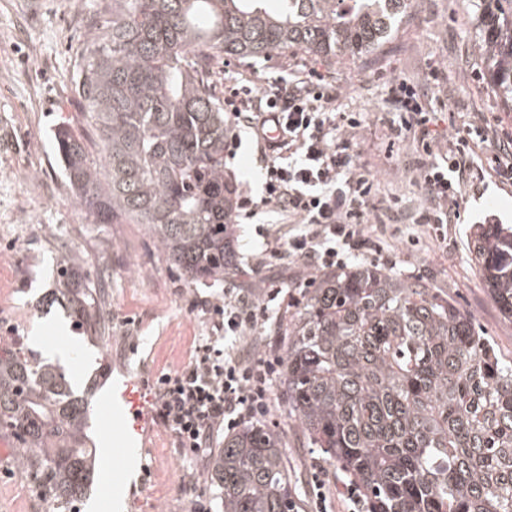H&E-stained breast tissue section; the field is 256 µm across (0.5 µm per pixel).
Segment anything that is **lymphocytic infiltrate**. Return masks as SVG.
<instances>
[{
  "mask_svg": "<svg viewBox=\"0 0 512 512\" xmlns=\"http://www.w3.org/2000/svg\"><path fill=\"white\" fill-rule=\"evenodd\" d=\"M387 96L399 121L388 141H413L424 203L413 221L439 248L448 245V227L460 219L462 186L480 145L490 144L495 174L512 181V136L492 128L463 130L443 139L434 112L416 84L389 82ZM225 104L233 123L258 131L262 115H277L284 138L262 144L265 180L260 206L285 212L287 232L264 233L253 271H268L260 287L228 288L222 300L200 301L217 333L196 345L187 364L160 371L152 415L174 436L184 456L198 457L218 433L269 417L280 357L273 334L292 289L311 286L312 270L346 266L382 255L392 207L377 205L374 175L356 166L347 131L360 128L361 113L342 112L336 89L318 70L303 77H266L261 86L233 89Z\"/></svg>",
  "mask_w": 512,
  "mask_h": 512,
  "instance_id": "lymphocytic-infiltrate-1",
  "label": "lymphocytic infiltrate"
}]
</instances>
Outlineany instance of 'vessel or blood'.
Returning <instances> with one entry per match:
<instances>
[{
    "label": "vessel or blood",
    "mask_w": 512,
    "mask_h": 512,
    "mask_svg": "<svg viewBox=\"0 0 512 512\" xmlns=\"http://www.w3.org/2000/svg\"><path fill=\"white\" fill-rule=\"evenodd\" d=\"M152 379L139 374L112 385V444L122 465L112 474L113 488H120L126 474L136 468L146 454L140 443L146 423L151 417Z\"/></svg>",
    "instance_id": "1"
}]
</instances>
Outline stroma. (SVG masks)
<instances>
[{
  "label": "stroma",
  "mask_w": 512,
  "mask_h": 512,
  "mask_svg": "<svg viewBox=\"0 0 512 512\" xmlns=\"http://www.w3.org/2000/svg\"><path fill=\"white\" fill-rule=\"evenodd\" d=\"M111 9L112 0H0V115L12 117L11 124L0 123V258L6 261L0 269V296L10 303L9 310L0 309V339L24 337L46 358L53 357L62 339L82 348L69 370L79 375V393L89 402L88 435L97 465L78 512H116V502L121 505L117 512H187V491L209 488L207 462L184 457L174 438L155 423L148 431L146 462L154 478L149 492L138 489L135 472L120 490H113L112 381L126 371L156 373L186 363L194 339L211 332L208 317L189 311V302L223 297L224 285L187 281L165 263L152 237L138 225L90 223L54 149V134L65 125L85 138L91 152L100 150L72 92L71 75L90 26ZM310 64L330 72L343 108L364 114L352 140L354 161L374 174L380 200H398L405 216L414 215L422 192L413 142L387 147L389 126L397 119L386 101L389 81L421 85L437 107L440 131L451 134L489 119L512 134V112L504 110L479 72L474 15L467 0H411L396 33L374 56L335 63L291 49L262 59L224 57L210 65L212 86L220 96L234 80L292 75ZM434 69L440 72L436 82L430 79ZM226 136L237 143L234 155L224 160L237 198L258 199L263 171L252 134L230 123ZM474 161L476 173L461 190V221L448 227L447 250L426 242L410 251L391 234L386 247L402 275L426 278L448 292L508 359L512 320L492 301L467 242L473 222L485 213L512 224V185L495 178L490 152L479 153ZM283 222L282 216L264 210L234 221L236 267L230 280L242 288L254 285L257 276L249 260L262 242L256 230H273ZM71 254L80 256L92 283L104 288L101 302L109 313L104 340L91 339L60 306L37 308L54 287L57 264ZM265 423L282 435L294 481L306 485L317 452L295 434L287 404L277 401ZM15 455V441L0 432V512H40L44 500L32 479L17 472ZM176 478L185 495H175Z\"/></svg>",
  "instance_id": "35a3bbf8"
}]
</instances>
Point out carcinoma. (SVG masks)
I'll use <instances>...</instances> for the list:
<instances>
[{
	"mask_svg": "<svg viewBox=\"0 0 512 512\" xmlns=\"http://www.w3.org/2000/svg\"><path fill=\"white\" fill-rule=\"evenodd\" d=\"M112 0L72 76L101 141L93 157L55 133L63 173L93 224H139L189 281L233 264L235 188L224 177V101L210 62L298 49L326 60L379 51L408 0ZM481 67L512 107V0H469ZM471 261L512 319V226L478 224ZM56 283L81 325L106 311L75 259ZM66 363L0 347V427L17 469L67 510L87 492L88 401ZM280 397L308 448L363 493L369 512H512V361L420 277L374 265L314 276L286 323ZM222 512H298L280 433L262 423L224 438L207 475Z\"/></svg>",
	"mask_w": 512,
	"mask_h": 512,
	"instance_id": "carcinoma-1",
	"label": "carcinoma"
}]
</instances>
